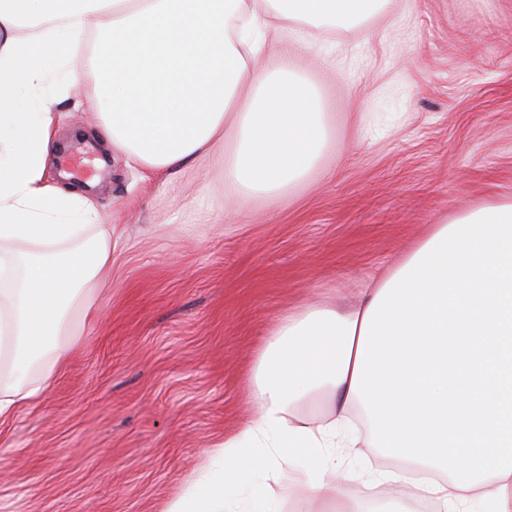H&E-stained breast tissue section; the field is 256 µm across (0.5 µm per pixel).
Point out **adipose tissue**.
Here are the masks:
<instances>
[{"label": "adipose tissue", "mask_w": 512, "mask_h": 512, "mask_svg": "<svg viewBox=\"0 0 512 512\" xmlns=\"http://www.w3.org/2000/svg\"><path fill=\"white\" fill-rule=\"evenodd\" d=\"M388 0H0V422L52 387L79 336L69 311L88 308L112 256V227L87 201L44 180L53 106L80 83L79 38L94 33L99 82L85 105L135 165L166 170L232 136L224 178L275 194L318 162L326 130L316 89L261 59L266 30L354 26ZM27 38L14 37L21 23ZM60 79L41 87L51 65ZM41 90L34 111L18 87ZM261 414L233 438L216 471L163 512H224L232 488L259 470L276 478L253 512L307 495L331 512H363L344 495L336 451L391 449L385 476L437 512H512V200L436 225L353 310L312 308L285 318L252 387ZM336 397L330 418L298 425L296 406ZM311 462L296 470L288 449Z\"/></svg>", "instance_id": "ef3b65f1"}]
</instances>
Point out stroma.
<instances>
[{"label":"stroma","mask_w":512,"mask_h":512,"mask_svg":"<svg viewBox=\"0 0 512 512\" xmlns=\"http://www.w3.org/2000/svg\"><path fill=\"white\" fill-rule=\"evenodd\" d=\"M316 88L318 164L274 195L224 180L216 146L127 163L71 100L50 181L112 227V262L53 389L0 424V512H162L258 417L248 389L288 315L345 312L433 225L512 199V0H396L361 27L265 55ZM346 496L391 470L349 459Z\"/></svg>","instance_id":"stroma-1"}]
</instances>
